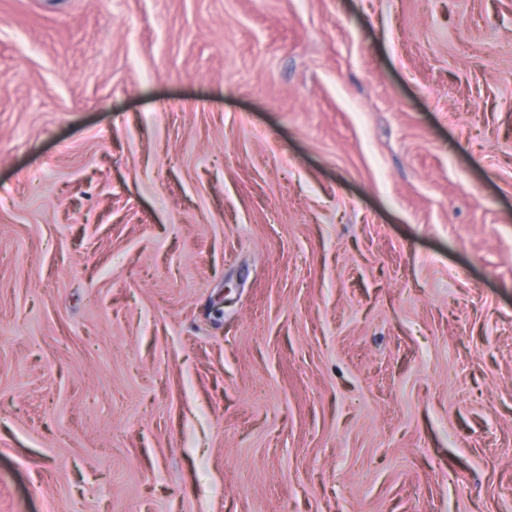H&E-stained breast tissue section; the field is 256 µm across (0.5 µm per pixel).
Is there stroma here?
Instances as JSON below:
<instances>
[{
  "label": "stroma",
  "instance_id": "stroma-1",
  "mask_svg": "<svg viewBox=\"0 0 512 512\" xmlns=\"http://www.w3.org/2000/svg\"><path fill=\"white\" fill-rule=\"evenodd\" d=\"M512 512V0H0V512Z\"/></svg>",
  "mask_w": 512,
  "mask_h": 512
}]
</instances>
